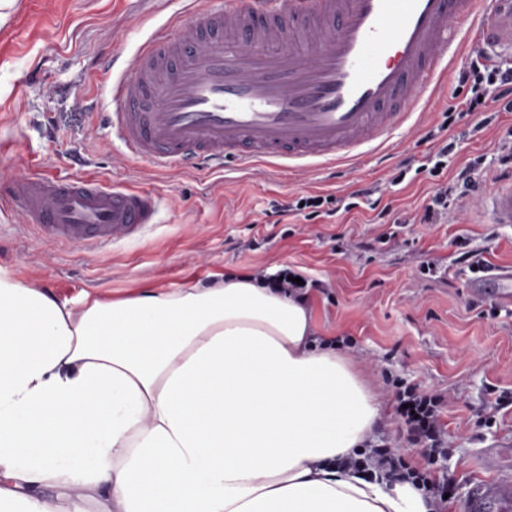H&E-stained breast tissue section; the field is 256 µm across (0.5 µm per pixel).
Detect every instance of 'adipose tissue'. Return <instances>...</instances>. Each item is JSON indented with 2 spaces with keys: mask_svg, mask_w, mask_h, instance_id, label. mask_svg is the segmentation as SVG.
<instances>
[{
  "mask_svg": "<svg viewBox=\"0 0 512 512\" xmlns=\"http://www.w3.org/2000/svg\"><path fill=\"white\" fill-rule=\"evenodd\" d=\"M379 405L262 276L74 306L0 270V512H433L344 467Z\"/></svg>",
  "mask_w": 512,
  "mask_h": 512,
  "instance_id": "obj_1",
  "label": "adipose tissue"
}]
</instances>
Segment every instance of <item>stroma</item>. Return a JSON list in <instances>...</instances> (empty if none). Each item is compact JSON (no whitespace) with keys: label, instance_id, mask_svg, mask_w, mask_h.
Returning a JSON list of instances; mask_svg holds the SVG:
<instances>
[{"label":"stroma","instance_id":"35a3bbf8","mask_svg":"<svg viewBox=\"0 0 512 512\" xmlns=\"http://www.w3.org/2000/svg\"><path fill=\"white\" fill-rule=\"evenodd\" d=\"M183 6L184 0H0V185L36 171L141 188L160 201L155 223L96 250L60 242L19 209L0 205V269L74 305L88 294L109 299L143 288H186L227 271L287 266L322 281V289L308 293L320 337H352L348 354L374 377L383 399L376 446L400 447L413 466L454 478L457 499L447 512H466L473 483L512 475V312L489 317L492 301L472 295L454 241L485 250L492 267L512 268V224L493 223L484 204L512 112L498 113L479 131V113L452 118L447 108L464 97L460 70L473 62L512 63V51L482 41L477 25L463 22L466 50L423 111L392 133L390 159L367 156L332 175L263 163L243 172L165 171L125 156L113 140L106 119L111 83L100 68L114 55L127 65ZM438 127L457 147L435 178L430 169L439 144L425 135ZM409 157L412 169L391 183L393 169ZM476 157L479 192L455 202L437 223L394 228V216L422 213L436 182L452 180ZM370 185L380 190L375 209L362 199L347 213L288 216L277 224L270 217L273 205L302 195L345 201ZM384 233L390 241L377 243ZM394 378L452 395L441 412L447 457L429 459L425 448L407 442L405 425L394 418Z\"/></svg>","mask_w":512,"mask_h":512}]
</instances>
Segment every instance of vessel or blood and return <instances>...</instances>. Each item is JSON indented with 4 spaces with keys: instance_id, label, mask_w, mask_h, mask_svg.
Returning a JSON list of instances; mask_svg holds the SVG:
<instances>
[{
    "instance_id": "obj_1",
    "label": "vessel or blood",
    "mask_w": 512,
    "mask_h": 512,
    "mask_svg": "<svg viewBox=\"0 0 512 512\" xmlns=\"http://www.w3.org/2000/svg\"><path fill=\"white\" fill-rule=\"evenodd\" d=\"M512 44V0H187L112 80V131L134 157L177 170L199 161L331 167L387 149L456 54L462 20ZM6 202L66 243L101 247L153 223L152 193L26 175ZM512 224V183L492 188ZM512 307V269L472 282ZM468 512H512V479L475 484Z\"/></svg>"
}]
</instances>
